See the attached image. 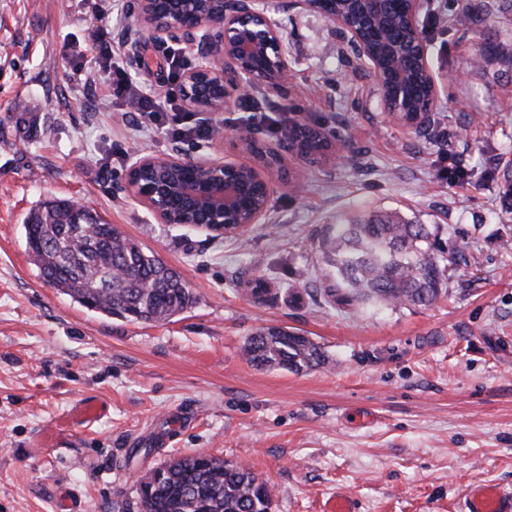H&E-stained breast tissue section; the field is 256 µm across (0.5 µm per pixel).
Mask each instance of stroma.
<instances>
[{"mask_svg": "<svg viewBox=\"0 0 512 512\" xmlns=\"http://www.w3.org/2000/svg\"><path fill=\"white\" fill-rule=\"evenodd\" d=\"M135 0L95 20L88 0H0V512H138V479L185 454L250 467L272 512H325L338 489L355 512H459L466 491L512 490V65L472 60L512 47L507 0H428L420 29L440 89L426 135L380 109L371 72L335 25L299 0H271L290 69L224 113L223 137L177 143L139 129L121 99L98 97L97 33L122 44L135 83L164 92L174 42L130 55ZM331 133L326 159L283 153L265 223L210 238L159 223L124 190L137 154L236 157L244 132L275 146L268 107ZM469 173L452 180L454 169ZM90 207L176 269L196 302L171 321L130 323L45 284L23 224L50 198ZM364 211L437 224L465 267L428 308L320 305L304 291L324 263L327 225ZM279 295L255 298V279ZM320 346L325 365L259 369V329ZM102 404L90 426L69 416ZM52 430L56 443L38 446Z\"/></svg>", "mask_w": 512, "mask_h": 512, "instance_id": "stroma-1", "label": "stroma"}]
</instances>
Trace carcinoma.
Masks as SVG:
<instances>
[{
  "mask_svg": "<svg viewBox=\"0 0 512 512\" xmlns=\"http://www.w3.org/2000/svg\"><path fill=\"white\" fill-rule=\"evenodd\" d=\"M402 5L392 7L389 29L376 45L401 34ZM291 132L304 153L327 147L325 138L302 128ZM39 277L86 307L136 323H161L191 308L196 296L161 259L117 227L66 198L30 212L24 224ZM439 225L357 213L327 228L319 243L332 274L314 290L328 305L431 306L447 292L448 259L467 265L464 252L450 256L438 241ZM105 288H91L101 274ZM247 360L257 367L300 371L325 362L309 338L280 327L251 336ZM272 490L251 469L205 454L160 465L139 487L140 512H271Z\"/></svg>",
  "mask_w": 512,
  "mask_h": 512,
  "instance_id": "1",
  "label": "carcinoma"
}]
</instances>
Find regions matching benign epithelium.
Segmentation results:
<instances>
[{
  "label": "benign epithelium",
  "instance_id": "obj_1",
  "mask_svg": "<svg viewBox=\"0 0 512 512\" xmlns=\"http://www.w3.org/2000/svg\"><path fill=\"white\" fill-rule=\"evenodd\" d=\"M324 13L361 64L373 74L386 112L402 110L405 86L386 82L371 34L386 20L390 0H345L346 11H328L326 0H301ZM426 0H407L402 39L420 69L428 103L401 123L414 130L429 122L437 80L419 30ZM136 44L175 39L196 51L202 62L186 71L185 101L211 115L232 108L257 84L275 88L288 78V52L279 21L268 0H138ZM277 188L273 166L235 159L187 158L178 153L135 158L126 174L129 195L162 224H187L211 238L238 236L262 222Z\"/></svg>",
  "mask_w": 512,
  "mask_h": 512
}]
</instances>
